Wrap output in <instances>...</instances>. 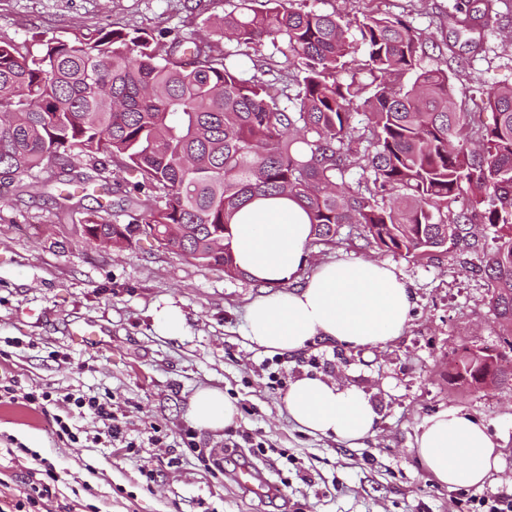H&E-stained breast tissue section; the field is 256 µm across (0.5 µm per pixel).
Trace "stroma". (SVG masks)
<instances>
[{"label": "stroma", "instance_id": "stroma-1", "mask_svg": "<svg viewBox=\"0 0 512 512\" xmlns=\"http://www.w3.org/2000/svg\"><path fill=\"white\" fill-rule=\"evenodd\" d=\"M467 0H318L351 21L376 12L410 22L423 39L422 66L439 64L445 44H463L457 10ZM226 0H0V41L37 51L51 37L92 38L141 29L162 43L195 32L212 37ZM481 53L449 73L459 99L512 85V45L500 29L476 27ZM101 203L107 220L132 222L124 194L75 192L17 175L0 180V507L10 512H472L474 490L437 482L414 449L417 427L444 407L482 421L497 436L501 463L483 488L512 497V388L471 391L450 384L448 365L464 349L502 348V331L480 270L497 244L495 228L476 224L474 246L449 245L419 259L367 242L343 226L334 244L309 241L301 276L336 259L393 265L411 293L409 321L383 346L352 349L311 341L295 353H267L246 335L245 308L267 288L225 276L141 238L123 249L86 239L80 219ZM174 305L185 331L172 339L155 313ZM92 334L73 342V331ZM355 385L380 420L373 436L350 445L302 432L285 397L302 376ZM217 388L240 412L218 432L193 429L187 408L201 388ZM47 389L108 397L128 441L95 443L98 421L76 418L78 442L58 438L63 404L39 407L22 395ZM195 432V448L182 436ZM251 458L276 482L261 496L237 481ZM49 462L58 476L51 501H28L31 475Z\"/></svg>", "mask_w": 512, "mask_h": 512}]
</instances>
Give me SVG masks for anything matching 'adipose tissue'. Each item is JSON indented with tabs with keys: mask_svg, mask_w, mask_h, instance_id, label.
<instances>
[{
	"mask_svg": "<svg viewBox=\"0 0 512 512\" xmlns=\"http://www.w3.org/2000/svg\"><path fill=\"white\" fill-rule=\"evenodd\" d=\"M311 233L307 213L288 197L260 198L239 212L232 242L236 264L253 280L274 288L247 308L250 341L268 352L293 353L316 337L363 349L399 336L408 321L411 294L392 266L333 260L297 282ZM287 282L291 290L280 291ZM286 407L302 431L349 444L374 434L378 419L362 391L321 376L291 382ZM237 414L223 392L211 388L196 391L187 411L196 428L212 432L231 425ZM415 443L425 469L451 489L482 487L499 466V442L457 408L428 417Z\"/></svg>",
	"mask_w": 512,
	"mask_h": 512,
	"instance_id": "obj_1",
	"label": "adipose tissue"
}]
</instances>
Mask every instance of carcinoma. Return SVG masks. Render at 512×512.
<instances>
[{"instance_id": "obj_1", "label": "carcinoma", "mask_w": 512, "mask_h": 512, "mask_svg": "<svg viewBox=\"0 0 512 512\" xmlns=\"http://www.w3.org/2000/svg\"><path fill=\"white\" fill-rule=\"evenodd\" d=\"M504 2L476 0L456 23L469 32L498 21ZM215 33L161 46L139 30L100 31L87 43L52 37L35 54L0 41V172L107 192L114 164L139 217L114 224L86 209L93 240L121 249L175 224L165 249L228 277L242 274L234 216L259 196L294 199L321 241L359 224L414 257L447 238L466 242L478 219L507 229L484 273L512 336V85L460 106L448 68L421 66L420 33L406 21L366 15L352 28L306 0H237ZM222 38L230 47H218ZM267 41L287 70L278 91L277 63L254 59ZM464 185L469 207L448 212ZM501 357L495 387H511L512 357Z\"/></svg>"}]
</instances>
